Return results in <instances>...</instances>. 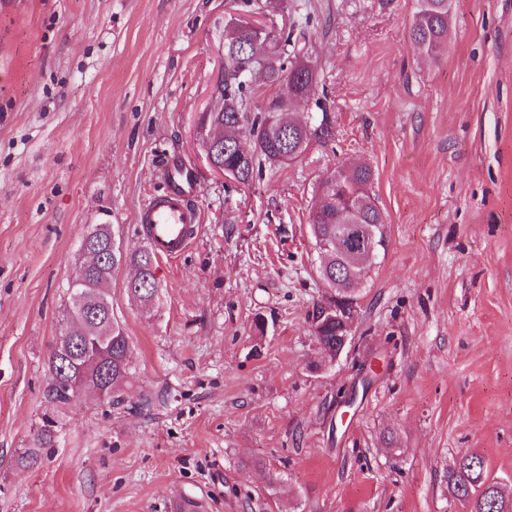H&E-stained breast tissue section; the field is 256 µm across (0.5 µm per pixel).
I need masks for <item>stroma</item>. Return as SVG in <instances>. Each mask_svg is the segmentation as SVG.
Listing matches in <instances>:
<instances>
[{
  "mask_svg": "<svg viewBox=\"0 0 512 512\" xmlns=\"http://www.w3.org/2000/svg\"><path fill=\"white\" fill-rule=\"evenodd\" d=\"M239 0H0V512H458L446 473L484 457L512 490V0H453L448 54H416V0H288L332 146L233 188L198 121ZM198 175L199 228L158 259L142 312L108 285L144 409L56 410L48 358L78 246L108 222L126 251L166 186ZM374 171L385 256L350 345L321 371L308 318L330 291L308 230L341 161ZM264 332H256V317ZM57 447L19 464L44 415ZM278 481H271V474Z\"/></svg>",
  "mask_w": 512,
  "mask_h": 512,
  "instance_id": "obj_1",
  "label": "stroma"
}]
</instances>
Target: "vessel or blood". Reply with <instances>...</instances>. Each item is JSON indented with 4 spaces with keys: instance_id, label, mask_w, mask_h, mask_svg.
Here are the masks:
<instances>
[{
    "instance_id": "obj_1",
    "label": "vessel or blood",
    "mask_w": 512,
    "mask_h": 512,
    "mask_svg": "<svg viewBox=\"0 0 512 512\" xmlns=\"http://www.w3.org/2000/svg\"><path fill=\"white\" fill-rule=\"evenodd\" d=\"M166 190L152 198L138 214L147 244L158 256L172 259L185 248L198 228L194 205L196 179L177 158L163 160Z\"/></svg>"
}]
</instances>
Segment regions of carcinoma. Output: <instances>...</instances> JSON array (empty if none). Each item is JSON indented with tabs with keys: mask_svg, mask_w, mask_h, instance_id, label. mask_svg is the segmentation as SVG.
Instances as JSON below:
<instances>
[{
	"mask_svg": "<svg viewBox=\"0 0 512 512\" xmlns=\"http://www.w3.org/2000/svg\"><path fill=\"white\" fill-rule=\"evenodd\" d=\"M452 0H417V12L411 27L410 42L414 52L433 60L448 52V33L452 21ZM305 32L295 27L281 28L266 25L263 31L251 23L234 18L224 40V81L218 85L220 110L207 112L201 126L224 130V145L216 160L224 165V175L238 185H248L268 163H287L303 155L312 140L327 144L334 138L328 113H322L318 124L303 125L292 116L291 106L298 100L310 98L318 87V68L305 52L301 40ZM260 71L271 88L287 86V94L271 95L260 107H252L250 77ZM335 173L342 178L340 197L352 202L355 224H386L387 215L373 194L374 173L367 164L340 165ZM339 217L336 201L315 197L309 229L318 253L317 273L329 287L336 286V252L324 250L321 243H329L336 236ZM92 248L112 252L106 260L91 271L80 289H67L66 310L78 303L96 305V284L110 281L112 271L121 264L133 270L127 282L128 294L150 310L160 301L159 284L155 276L157 257L150 248L125 254L118 248H109V238L103 224H89L79 250ZM323 306L312 314V335L323 359L332 363L336 351L342 347L336 334V320L321 318ZM112 346L106 350L112 364L111 396L107 403L121 402V395L131 388L130 341L121 325L112 323ZM95 337H66L63 326L57 327L53 353L48 361L49 382L46 400L56 408L74 403L69 381L79 377L96 378L92 362L97 356ZM59 442L57 421L47 418L37 430L32 446L24 449L20 463L27 467L36 463L38 451L54 448ZM448 492L464 512H512V493L505 491L502 482L490 477L484 458L476 452L459 456L446 475Z\"/></svg>",
	"mask_w": 512,
	"mask_h": 512,
	"instance_id": "obj_1",
	"label": "carcinoma"
}]
</instances>
